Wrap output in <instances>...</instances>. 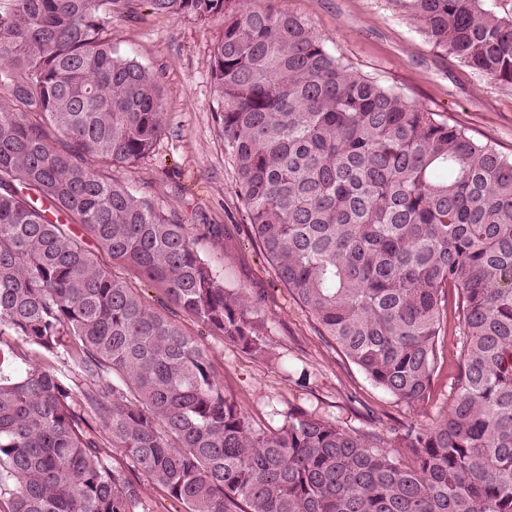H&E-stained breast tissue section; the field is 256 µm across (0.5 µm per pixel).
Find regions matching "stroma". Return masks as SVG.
<instances>
[{
    "label": "stroma",
    "mask_w": 512,
    "mask_h": 512,
    "mask_svg": "<svg viewBox=\"0 0 512 512\" xmlns=\"http://www.w3.org/2000/svg\"><path fill=\"white\" fill-rule=\"evenodd\" d=\"M252 5H271L300 16L355 71L403 92L440 119L465 127L512 157V86L494 82L435 48L394 0H253ZM222 29L219 18L175 19L155 14L145 4L137 17L112 24L118 53L157 74L166 129L148 158L131 167H112L111 174L195 228L198 254L225 287L261 295L267 352L259 358L244 354L220 337L207 335L204 326L185 313H177V321L188 333L204 335L226 395L257 426L279 427L296 408L353 430H378L390 441L407 423H434L445 414L454 391L456 337L444 339V361L427 405L409 407L325 347L252 244L214 120L217 94L211 55ZM303 371L310 376L305 388L298 384Z\"/></svg>",
    "instance_id": "obj_1"
}]
</instances>
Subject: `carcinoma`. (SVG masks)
Masks as SVG:
<instances>
[{"label":"carcinoma","mask_w":512,"mask_h":512,"mask_svg":"<svg viewBox=\"0 0 512 512\" xmlns=\"http://www.w3.org/2000/svg\"><path fill=\"white\" fill-rule=\"evenodd\" d=\"M0 71V497L11 512H512V159L364 77L303 18L248 0H147L224 19L216 119L250 236L315 333L409 406L439 338L455 392L389 449L305 410L262 429L210 348L84 245L254 357L260 299L224 287L188 225L105 173L164 134L158 78L112 45L141 0H8ZM432 44L512 85V19L480 0H396ZM62 213L63 222L49 211ZM81 227L79 233L75 227ZM22 340L63 367L19 363ZM124 454L133 480L107 462ZM84 241L86 242L89 249L98 253L99 259L106 265L110 266L113 270L124 277L129 283L135 287L139 288V292L143 294V296L154 305H162L165 304L167 306H171V304L166 299L163 291L160 288H157L155 285L145 281L133 268L124 265H118L112 262V259L106 253H99L96 248L95 241L91 238V236L84 234ZM143 500L149 511L146 512H183L182 506L171 499L160 487L153 485L145 486L143 489Z\"/></svg>","instance_id":"obj_1"}]
</instances>
